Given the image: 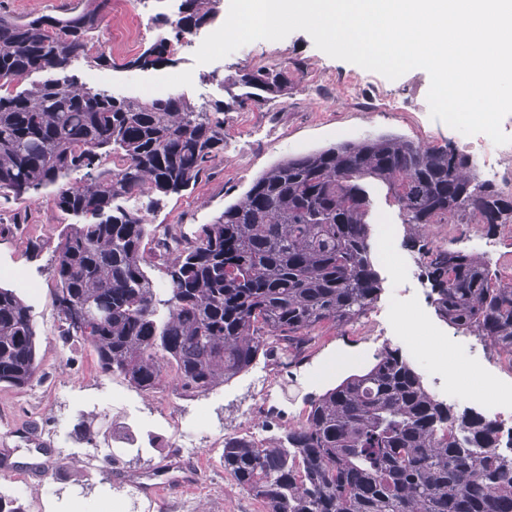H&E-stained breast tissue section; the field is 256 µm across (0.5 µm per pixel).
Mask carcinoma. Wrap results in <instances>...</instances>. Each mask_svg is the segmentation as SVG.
I'll list each match as a JSON object with an SVG mask.
<instances>
[{"mask_svg":"<svg viewBox=\"0 0 512 512\" xmlns=\"http://www.w3.org/2000/svg\"><path fill=\"white\" fill-rule=\"evenodd\" d=\"M218 0H182L178 17L156 19L175 39L207 24ZM104 0L75 15L0 16V84L63 72L92 52ZM160 35L129 65L171 61ZM238 82L265 103L288 94V69L260 67ZM224 102L181 95L140 100L89 87L74 75L0 93V193L55 187L53 201L79 218L54 246L53 305L82 312L85 329L57 316L62 342L89 347L101 373L143 393L167 377L204 393L247 370L261 353L280 360L308 348L323 322L348 325L377 299L371 200L383 184L435 293V312L512 356V283L477 254L430 245L431 224L512 223V191L477 180L469 158L448 146L396 135L350 141L280 161L213 223L186 237L178 225L150 230L119 200L178 193L224 152ZM112 156V167L102 166ZM155 242L147 252L146 239ZM164 262L168 288L148 276ZM37 332L26 301L0 287V386L38 380ZM224 471L266 512H512V451L496 423L436 400L400 349L310 401L305 421L266 445L224 437Z\"/></svg>","mask_w":512,"mask_h":512,"instance_id":"obj_1","label":"carcinoma"}]
</instances>
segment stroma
I'll return each mask as SVG.
<instances>
[{"label": "stroma", "mask_w": 512, "mask_h": 512, "mask_svg": "<svg viewBox=\"0 0 512 512\" xmlns=\"http://www.w3.org/2000/svg\"><path fill=\"white\" fill-rule=\"evenodd\" d=\"M179 4L180 0H109L95 47L110 54L114 65L101 68L81 61L74 66V75L83 79L96 74V87L116 96L146 99L152 88L166 86L171 94L198 105L230 101L243 91L236 83L239 75L261 66L287 67L292 84L277 100L225 112L224 152L194 187L167 196L122 199V206L139 211L149 228L177 224L192 234L218 217L272 165L339 143L395 134L460 148L457 131L430 117V77L424 69L391 80L331 58L303 31L279 41L246 44L208 64H196L193 46L179 45L170 64L148 70L130 66V59L158 35L154 17L176 18ZM82 7L81 0H0V15L62 16ZM342 76L355 84L356 101H349L338 87L336 80ZM383 95L396 102V109L373 106V99ZM368 191L373 200L369 242L381 281L371 311L352 325L319 327L315 342L289 369L260 355L247 370L203 394L170 382L155 393H143L122 378L103 375L90 348L62 345L53 306L50 246L75 218L56 208L49 188L21 198L0 195V225L22 224L21 235L0 234V286L15 289L30 305L41 360L40 382L23 391L0 387V467L12 470L9 483L0 488L20 496L28 512H99L107 501L116 512H264V505L236 486L220 465L225 435L248 434L244 415L258 406L263 385L291 382L281 400L283 416L267 432L273 441L284 430L301 425L309 410L308 397L370 366L386 344L400 348L425 382L430 379L426 365H435L439 374L449 373L465 360L470 345L484 350L485 369L502 383L512 382L505 353L437 317L429 282L421 284L417 313L423 325L444 336L447 349L423 348L417 337L400 335L384 320L382 311L394 286L382 254L385 234L393 233L395 259L405 264L407 275L420 277L422 268L417 251L405 245L407 227L385 188L372 185ZM474 231L491 241L494 252L487 260L497 273H504L512 254L510 225L490 229L463 224L452 233L446 225L436 224L428 239L436 246L467 251ZM31 239L45 242L46 250L29 249ZM261 373L267 378L263 385L256 380ZM82 421L90 423L92 440L75 441L73 427ZM183 439L195 442L198 453L182 452L178 444ZM107 455L115 456L116 464L103 466ZM162 463L171 465L174 475L190 478V486L178 484L162 495L144 496L143 482Z\"/></svg>", "instance_id": "obj_1"}]
</instances>
